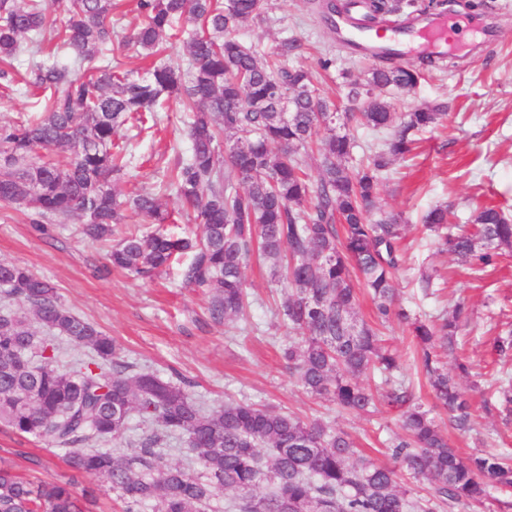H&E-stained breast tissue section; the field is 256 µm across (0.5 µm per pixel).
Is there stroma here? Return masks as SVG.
Here are the masks:
<instances>
[{
  "instance_id": "obj_1",
  "label": "stroma",
  "mask_w": 512,
  "mask_h": 512,
  "mask_svg": "<svg viewBox=\"0 0 512 512\" xmlns=\"http://www.w3.org/2000/svg\"><path fill=\"white\" fill-rule=\"evenodd\" d=\"M327 2L268 0L266 12L246 22L237 36L262 55L284 41L301 40L304 51L289 55L287 66L311 71L339 111L359 112L363 102L349 91L352 83H366L374 62L338 44L335 30L321 18ZM418 4L420 17L451 15L462 32H479L481 39L464 57L437 61L413 90L386 92L395 111L443 105L447 114L436 127L417 133L412 154L393 157L381 173L375 212L397 214L406 226L403 261L394 278L397 304L425 318L451 312L458 303L469 311L459 333V355L468 367L461 384L474 413L469 431L449 430L450 445L465 456L492 451L512 457V411L500 402L494 380L495 370L504 365L512 371V362L501 363L493 348L494 337L512 329V255L477 276L438 252L433 236L422 229L424 215L437 205L447 206L449 222L463 230L470 228L475 210L512 205V0ZM324 59L329 68H321ZM187 121L175 103L158 112L155 126L129 141L128 167L119 184L127 196L157 195L170 217L162 232L179 237L198 222L174 193L160 191L159 182L190 150ZM106 252V245L82 235L76 221L50 220L42 233L27 210L0 204V261L26 266L54 284L67 308L112 337L124 361L166 380L182 376L188 393L209 409L236 400L322 419L350 433L372 459L389 462L387 443L399 430L395 413L338 412L332 402L306 393L289 373L282 350L291 333L276 314L288 291L272 281L269 264L254 262L246 270L253 325L248 333L208 319V296L182 279L186 256L143 279L108 268ZM385 334L426 408L447 424L446 414L434 408L407 327L393 320ZM0 458L34 481L69 475L62 455L1 426Z\"/></svg>"
}]
</instances>
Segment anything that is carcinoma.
I'll return each instance as SVG.
<instances>
[{
	"label": "carcinoma",
	"instance_id": "obj_1",
	"mask_svg": "<svg viewBox=\"0 0 512 512\" xmlns=\"http://www.w3.org/2000/svg\"><path fill=\"white\" fill-rule=\"evenodd\" d=\"M265 6L138 0L141 19L125 42L155 57L181 26L191 64L183 73L159 62L135 78L108 58L119 25L113 0H65L61 20L45 0H0V79L10 76L23 43L36 44L49 27L67 55L65 63L37 61L26 73L41 110L0 125V203L27 209L42 231L44 219L73 218L94 241L112 240L127 209L146 224L166 223L154 195L120 198L116 182L126 161L118 138L129 122L143 125L168 100H179L191 113V147L168 187L196 215L201 233L126 232L108 252L110 265L150 276L175 255L190 254L186 284L209 296L212 322L229 326L249 307L247 265L255 257L269 262L272 277L293 288L277 307L295 336L283 349L289 372L342 413L360 416L379 405L397 412L402 432L390 441L391 463L363 456L348 432L319 419L247 402L204 409L184 382L122 360L112 337L66 308L51 282L1 261L0 425L64 452L71 474L34 482L0 461V512H92L96 496L75 495L79 476L99 479L124 512H211L226 492L233 494L229 512H441L512 487V463L494 454L464 458L449 446L378 329L393 318L408 327L438 406L456 430H469L471 402L442 360L455 353L466 312L458 304L436 323L396 306L405 225L394 214L369 217L377 173L390 157L411 152L412 132L442 118L416 109L401 121L373 92L410 90L423 70L376 66L365 85L351 88L352 96L367 98L361 118L387 134L368 165L355 169L348 165L353 142L337 132L354 116L333 110L310 72L269 62L235 36ZM416 7V0L371 3L377 15ZM320 131L312 180L300 150ZM55 149L69 152L66 163L46 158ZM424 222L440 251L477 271L512 252V221L498 208L479 210L470 233L453 231L441 205ZM355 271L374 303L373 325L357 316ZM42 330L92 356L59 368ZM493 347L512 361V331L495 337ZM135 414L156 432L127 448L88 447L120 439ZM165 437L181 441L188 465L165 459L158 449ZM405 476L427 480L428 494L417 495Z\"/></svg>",
	"mask_w": 512,
	"mask_h": 512
}]
</instances>
